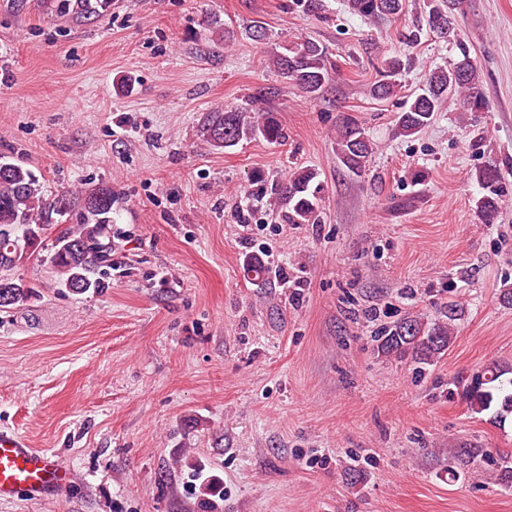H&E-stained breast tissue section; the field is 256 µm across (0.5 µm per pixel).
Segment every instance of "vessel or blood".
<instances>
[{"mask_svg":"<svg viewBox=\"0 0 512 512\" xmlns=\"http://www.w3.org/2000/svg\"><path fill=\"white\" fill-rule=\"evenodd\" d=\"M73 474L56 455L31 447L15 432L0 431V502L18 496L42 501L57 496Z\"/></svg>","mask_w":512,"mask_h":512,"instance_id":"vessel-or-blood-1","label":"vessel or blood"}]
</instances>
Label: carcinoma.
Segmentation results:
<instances>
[{"instance_id":"1","label":"carcinoma","mask_w":512,"mask_h":512,"mask_svg":"<svg viewBox=\"0 0 512 512\" xmlns=\"http://www.w3.org/2000/svg\"><path fill=\"white\" fill-rule=\"evenodd\" d=\"M460 0H430L424 16L429 31L442 38L454 31L455 11ZM351 9L363 18L398 16L404 0H350ZM57 10L83 17L95 12L91 0H59ZM462 58L428 72L424 87L411 95L395 119L394 134L408 137L419 133L433 120L435 113L448 100L461 95L460 105L467 112L489 107L481 73L471 62L465 47ZM273 65L281 76L293 83L303 94L314 97L329 84L336 73V63L328 51L310 39L284 46L274 55ZM406 69L401 58L392 57L377 69V79L369 94L376 100L388 99L399 89L398 76ZM204 135L215 148L234 147L243 140L261 137L270 143L285 139L284 130L270 111L258 106L254 110L230 108L211 112L203 126ZM337 152L342 163L353 172L366 167L374 151L364 127L346 115L338 125ZM7 172L0 175V308L7 309L28 300L33 288L21 280L3 275L20 262L36 258L44 237L64 223V217L77 208L81 222L77 227L59 234L49 262L55 270L58 285L74 293L102 287L96 274L109 267L112 253L118 248L112 232V188L101 184L89 192L63 193L47 199L42 194L39 178L20 159L0 157ZM484 194L477 200V211L483 223L493 224L502 203L501 175L488 167L478 174ZM323 186L311 169L294 171L279 187L275 200L284 209L290 224H313L319 211ZM457 303L444 306L434 318L407 316L385 328L375 337L377 353L410 356L419 364L428 365L448 350L454 334V321L462 315ZM495 366L459 381L460 396L475 413L490 409L512 411V378L502 379Z\"/></svg>"}]
</instances>
